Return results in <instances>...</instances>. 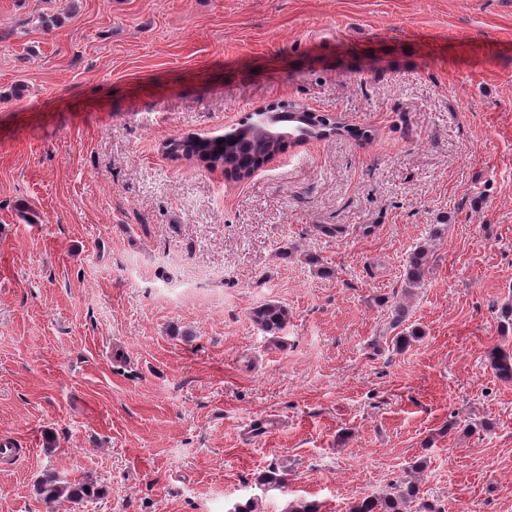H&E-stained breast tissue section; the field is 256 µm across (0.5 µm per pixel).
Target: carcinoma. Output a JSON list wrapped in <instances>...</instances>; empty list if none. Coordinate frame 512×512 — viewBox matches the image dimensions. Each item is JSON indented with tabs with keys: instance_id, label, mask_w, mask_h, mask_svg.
Wrapping results in <instances>:
<instances>
[{
	"instance_id": "carcinoma-1",
	"label": "carcinoma",
	"mask_w": 512,
	"mask_h": 512,
	"mask_svg": "<svg viewBox=\"0 0 512 512\" xmlns=\"http://www.w3.org/2000/svg\"><path fill=\"white\" fill-rule=\"evenodd\" d=\"M279 130L291 134L301 141L319 140L322 132L336 130L345 131V127L335 123V119L326 115L299 118L294 112H280L276 117ZM256 118L240 129L224 134L218 140L182 137L171 141L168 149L188 159H203L209 168L224 167L229 164L239 171L250 169L265 154L279 152L285 140H262L256 134ZM428 247L419 246L409 258L405 269V280L410 286L420 285L425 277L428 264ZM252 319L264 332L277 333L282 331L290 320L288 309L275 302L263 303L252 311ZM490 364L497 376L506 382L512 381V352L494 349L489 353ZM37 491L44 498L52 501L59 499L77 504L90 496L93 490L86 484L62 485L56 477L48 476L37 485ZM418 503L417 512H434L433 508L421 501L420 483L414 477H403L386 493L365 497L352 502L350 512H409L411 504Z\"/></svg>"
}]
</instances>
